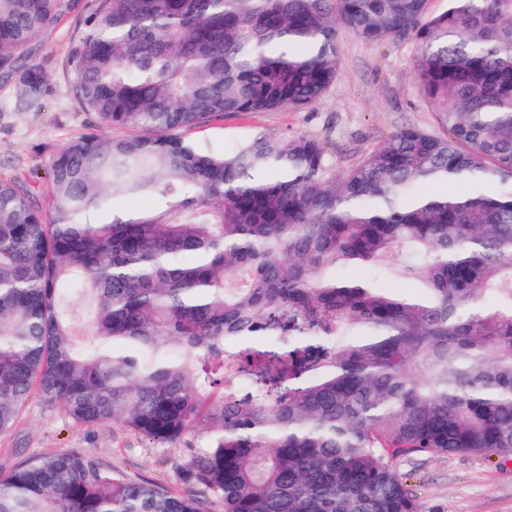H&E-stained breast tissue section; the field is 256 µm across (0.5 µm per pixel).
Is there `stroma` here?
<instances>
[{"label":"stroma","mask_w":512,"mask_h":512,"mask_svg":"<svg viewBox=\"0 0 512 512\" xmlns=\"http://www.w3.org/2000/svg\"><path fill=\"white\" fill-rule=\"evenodd\" d=\"M72 7L49 26L30 60L48 80L25 110L16 106L12 83L0 81V178L25 175L47 191L53 153L69 139L95 131L99 122L77 104L67 60L85 27L94 0H70ZM340 67L322 101L303 110L228 114L188 131V139L215 152L236 148L253 133L317 136L328 141L337 172H344L387 136L407 127L442 134L436 113L415 77L416 47L404 42L378 45L342 33ZM201 442L188 436L160 445L121 423L80 424L61 408L30 396L15 427L0 434V478L20 461L47 451L81 452L133 479H146L185 494V464ZM397 469L421 512H512V461L476 455H410Z\"/></svg>","instance_id":"stroma-1"}]
</instances>
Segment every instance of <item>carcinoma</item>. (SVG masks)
I'll return each instance as SVG.
<instances>
[{
    "label": "carcinoma",
    "mask_w": 512,
    "mask_h": 512,
    "mask_svg": "<svg viewBox=\"0 0 512 512\" xmlns=\"http://www.w3.org/2000/svg\"><path fill=\"white\" fill-rule=\"evenodd\" d=\"M66 9L0 0L21 106ZM343 30L416 44L444 135L401 129L339 176L322 138L181 135L319 102ZM67 65L85 110L137 134L70 139L44 204L0 179V433L35 393L196 436L197 490L47 452L0 480V512H420L397 457H512V0H100ZM143 196L161 205L116 203Z\"/></svg>",
    "instance_id": "1"
}]
</instances>
